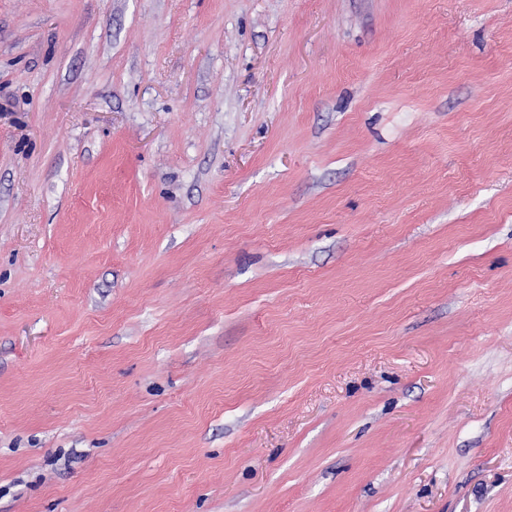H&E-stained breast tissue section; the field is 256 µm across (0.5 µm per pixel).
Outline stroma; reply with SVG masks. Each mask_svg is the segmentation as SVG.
Here are the masks:
<instances>
[{
  "instance_id": "obj_1",
  "label": "stroma",
  "mask_w": 512,
  "mask_h": 512,
  "mask_svg": "<svg viewBox=\"0 0 512 512\" xmlns=\"http://www.w3.org/2000/svg\"><path fill=\"white\" fill-rule=\"evenodd\" d=\"M0 512H512V0H0Z\"/></svg>"
}]
</instances>
